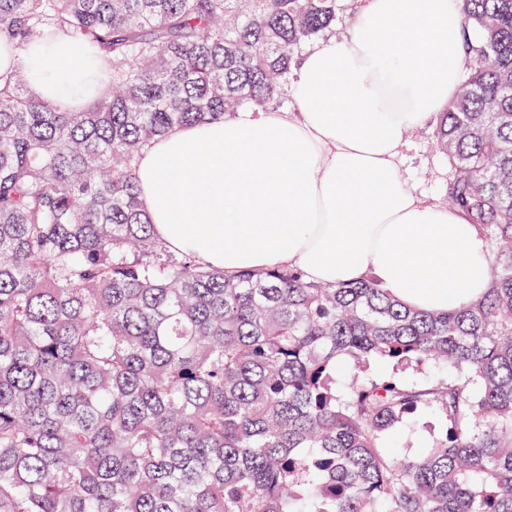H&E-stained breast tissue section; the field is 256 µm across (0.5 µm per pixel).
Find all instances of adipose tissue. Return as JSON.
Segmentation results:
<instances>
[{
  "mask_svg": "<svg viewBox=\"0 0 512 512\" xmlns=\"http://www.w3.org/2000/svg\"><path fill=\"white\" fill-rule=\"evenodd\" d=\"M459 0H365L347 33L294 66L290 111L246 107L155 139L136 167L156 234L232 277L289 267L336 285L373 277L405 306L455 310L488 286L487 238L415 195L396 160L408 133L459 88ZM25 69L34 96L65 111L109 91L110 63L58 34L38 37L0 77ZM95 75L93 95L81 84Z\"/></svg>",
  "mask_w": 512,
  "mask_h": 512,
  "instance_id": "adipose-tissue-1",
  "label": "adipose tissue"
}]
</instances>
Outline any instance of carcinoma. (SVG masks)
Returning <instances> with one entry per match:
<instances>
[{
	"mask_svg": "<svg viewBox=\"0 0 512 512\" xmlns=\"http://www.w3.org/2000/svg\"><path fill=\"white\" fill-rule=\"evenodd\" d=\"M338 2L0 0V40L49 29L112 66L78 112L22 70L0 86V512H512V0H460L467 77L436 114L448 208L494 256L469 306L228 278L167 249L140 204L142 148L285 106ZM423 415L441 439L394 452Z\"/></svg>",
	"mask_w": 512,
	"mask_h": 512,
	"instance_id": "obj_1",
	"label": "carcinoma"
}]
</instances>
